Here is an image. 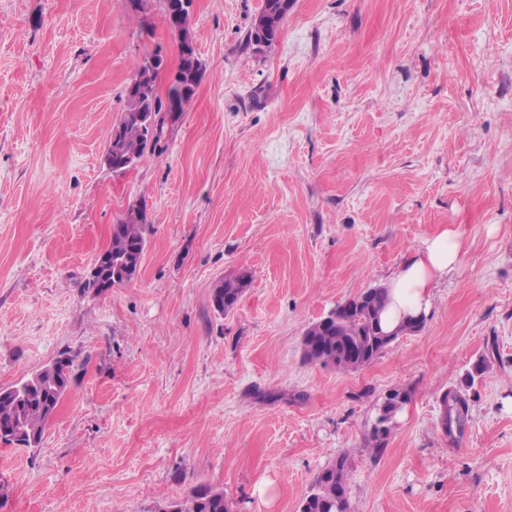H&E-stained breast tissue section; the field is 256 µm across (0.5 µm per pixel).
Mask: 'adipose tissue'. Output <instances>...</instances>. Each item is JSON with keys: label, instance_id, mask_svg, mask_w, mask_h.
Instances as JSON below:
<instances>
[{"label": "adipose tissue", "instance_id": "ef3b65f1", "mask_svg": "<svg viewBox=\"0 0 512 512\" xmlns=\"http://www.w3.org/2000/svg\"><path fill=\"white\" fill-rule=\"evenodd\" d=\"M463 249L459 229L448 224L404 255L398 273L386 285L388 300L380 315L385 332L430 315L435 288L458 266Z\"/></svg>", "mask_w": 512, "mask_h": 512}]
</instances>
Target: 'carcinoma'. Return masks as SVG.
I'll use <instances>...</instances> for the list:
<instances>
[{"mask_svg": "<svg viewBox=\"0 0 512 512\" xmlns=\"http://www.w3.org/2000/svg\"><path fill=\"white\" fill-rule=\"evenodd\" d=\"M166 24L178 27V57L181 78L169 84L165 94L157 89V75L152 63L155 53L142 56L125 90V107L119 122L112 128L115 142L107 144L104 156L130 154L137 160L156 151L163 140L166 116L178 117L184 111L201 84L206 72V63L199 54H191L195 44L192 28L193 3L178 13H173L174 4L180 0H159ZM293 6V0H263L255 17L248 39L257 47H269L280 37L282 25ZM150 224L145 209L131 207L112 225V235L106 247L112 264L136 262L143 256ZM138 271L130 269L109 282L85 279L81 282L83 292L100 293L116 285L130 282ZM246 286L245 276L240 275L219 282L212 290L211 299L215 310L230 312ZM363 303L356 305L350 299L330 319L322 318L309 325L302 336L303 358L307 362L332 366L338 371L358 370L376 359L398 335L414 333L422 328L418 320L404 326L400 334L383 331L380 314L387 302L384 287L371 288L361 294ZM73 360L65 357L64 364L54 363L44 367L19 387L0 389V428L21 425L24 437L16 440L23 448H35L42 440L44 428L54 413V408L68 394L71 385ZM402 397L407 402L408 394L395 390L388 393L378 407L381 418L394 417L402 406L394 399ZM446 415V428L463 429L469 412V402L458 390L445 392L441 399ZM350 467L348 456L341 454L327 463L315 475L310 491L302 499L300 512H349L351 510ZM164 512H230L224 491L209 485L197 484L190 488L187 496L169 503Z\"/></svg>", "mask_w": 512, "mask_h": 512, "instance_id": "obj_1", "label": "carcinoma"}]
</instances>
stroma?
<instances>
[{
  "mask_svg": "<svg viewBox=\"0 0 512 512\" xmlns=\"http://www.w3.org/2000/svg\"><path fill=\"white\" fill-rule=\"evenodd\" d=\"M261 6L193 0L206 74L116 173L136 61L178 63L160 6L0 0V388L74 364L40 445L0 443V512H158L198 484L232 512H299L343 452L356 512H512V0H294L259 51ZM139 205L138 276L82 292ZM444 224L464 253L421 330L357 371L303 359L309 324ZM481 360L448 433L440 398ZM393 389L409 401L376 457ZM246 286L244 275L224 279L212 290V305L216 311L222 314L230 312L238 303V300Z\"/></svg>",
  "mask_w": 512,
  "mask_h": 512,
  "instance_id": "stroma-1",
  "label": "stroma"
}]
</instances>
